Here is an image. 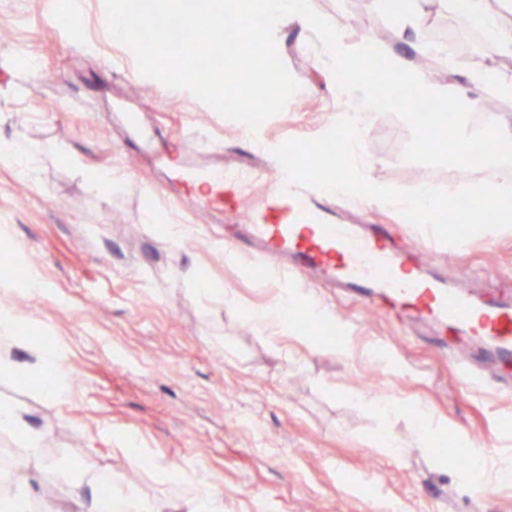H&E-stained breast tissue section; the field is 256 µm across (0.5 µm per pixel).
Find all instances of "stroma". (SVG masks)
Listing matches in <instances>:
<instances>
[{"mask_svg":"<svg viewBox=\"0 0 512 512\" xmlns=\"http://www.w3.org/2000/svg\"><path fill=\"white\" fill-rule=\"evenodd\" d=\"M328 20L344 17L340 45L376 42L388 56L420 69L417 44L430 23L457 40L460 26L445 11L424 9L416 26L380 0H310ZM53 0H0V144L35 153L33 174L0 156V296L17 318L0 333V361H24L28 381L0 372V402L17 406L42 436L41 453L82 466L96 456L102 473L137 471L132 489L155 512H175L197 492L204 474L224 496V512H512V360L471 349L480 389L460 377L461 355L424 327L397 323L354 292L306 279L294 291L329 312L324 328L301 319L290 334L258 332L254 311L281 295L276 271L252 273L245 251L226 253L220 212L177 201L179 186L154 166L146 140L178 153L191 133L211 165L236 167L249 178L243 201L263 204L257 172L284 139L320 136L354 111L338 96L325 53L309 27L286 17L275 28L277 52L301 86L256 133L211 111L185 89L143 76L132 50L109 35L103 0H83L78 40L48 15ZM49 82L39 85L31 61ZM485 69L512 75V57L494 43H474L453 71L430 74L480 98L472 125L512 127V97L491 84L470 83ZM411 137L400 117L367 115L360 154L367 179L447 192L481 181L512 185V169L458 173L404 160ZM112 170L110 188L83 180L75 164ZM165 216L148 223L146 191ZM323 206L340 224H387L410 246L420 228L399 207L330 195ZM183 230L172 240L168 225ZM432 274L456 280L477 272L476 293L512 300V228L489 230L463 250L434 256ZM38 273L40 294L25 278ZM224 289L209 296L202 284ZM56 349L67 371L65 390L46 400L35 356ZM425 409L446 424L437 448L420 432ZM397 445L383 447L382 437ZM482 449L486 489L436 453L468 457Z\"/></svg>","mask_w":512,"mask_h":512,"instance_id":"1","label":"stroma"}]
</instances>
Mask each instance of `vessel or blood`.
Segmentation results:
<instances>
[{
	"mask_svg": "<svg viewBox=\"0 0 512 512\" xmlns=\"http://www.w3.org/2000/svg\"><path fill=\"white\" fill-rule=\"evenodd\" d=\"M270 188V202L250 217V252L253 271L265 275L275 264L291 263L293 270L317 273L329 283L361 288L364 295L382 293L394 314L434 325L440 331L461 330L496 341L500 354L512 356V310L484 301L474 302L457 285L424 276L414 254L393 245L389 234L378 230L359 235L349 224H331L316 197L304 184L288 180L280 162L261 173ZM207 184L212 208L238 220L237 201L227 199L223 183Z\"/></svg>",
	"mask_w": 512,
	"mask_h": 512,
	"instance_id": "b4317fda",
	"label": "vessel or blood"
}]
</instances>
